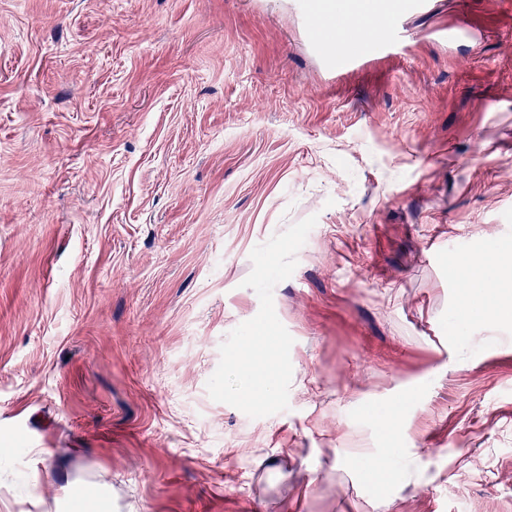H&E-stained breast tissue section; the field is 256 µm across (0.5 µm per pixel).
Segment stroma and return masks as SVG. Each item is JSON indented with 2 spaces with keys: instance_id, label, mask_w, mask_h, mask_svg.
I'll return each mask as SVG.
<instances>
[{
  "instance_id": "obj_1",
  "label": "stroma",
  "mask_w": 512,
  "mask_h": 512,
  "mask_svg": "<svg viewBox=\"0 0 512 512\" xmlns=\"http://www.w3.org/2000/svg\"><path fill=\"white\" fill-rule=\"evenodd\" d=\"M331 2L0 0V512H512V0ZM498 259L494 268L490 269L481 280L469 277V283L478 287L482 293L488 285L498 288H509L512 284V260L510 252L496 251ZM509 253V254H508Z\"/></svg>"
}]
</instances>
